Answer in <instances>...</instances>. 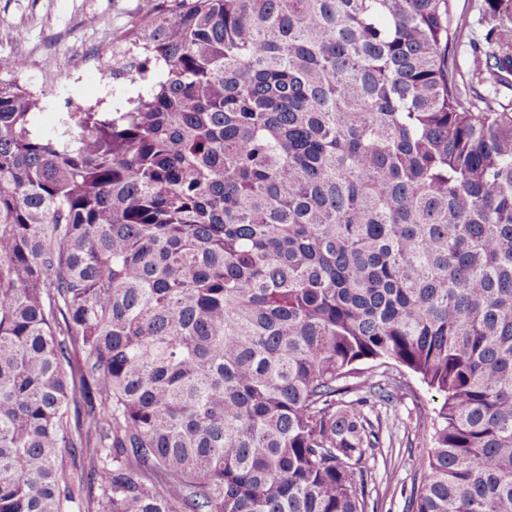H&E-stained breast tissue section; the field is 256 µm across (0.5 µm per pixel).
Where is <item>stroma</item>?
<instances>
[{
    "instance_id": "1",
    "label": "stroma",
    "mask_w": 512,
    "mask_h": 512,
    "mask_svg": "<svg viewBox=\"0 0 512 512\" xmlns=\"http://www.w3.org/2000/svg\"><path fill=\"white\" fill-rule=\"evenodd\" d=\"M158 0H0V79L12 78L8 64L18 50L27 53L23 75L28 86L40 92L41 109L65 111L69 98L94 97L100 110H111V88L94 89L81 79L77 65L85 50H103L118 41ZM470 28L454 48L457 66L471 76L484 56L477 47L489 27L482 0H456ZM397 377L405 387L394 402L374 409L381 421L383 448L369 462L366 487L368 512H408L418 483L417 462L428 436L422 416H433L442 397L405 368Z\"/></svg>"
}]
</instances>
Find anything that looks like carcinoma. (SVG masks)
I'll return each instance as SVG.
<instances>
[{
  "mask_svg": "<svg viewBox=\"0 0 512 512\" xmlns=\"http://www.w3.org/2000/svg\"><path fill=\"white\" fill-rule=\"evenodd\" d=\"M454 2L162 0L160 78L56 135L0 80V512H367L378 360L443 397L411 512H512V109ZM482 3V0H456L459 12H465L470 23L468 36H464L461 42L454 47L457 66L466 79L470 78L474 70L478 68L479 62H481L482 68L485 67L484 55L475 49L478 44L482 48L484 34L489 27L488 19L482 14Z\"/></svg>",
  "mask_w": 512,
  "mask_h": 512,
  "instance_id": "carcinoma-1",
  "label": "carcinoma"
}]
</instances>
